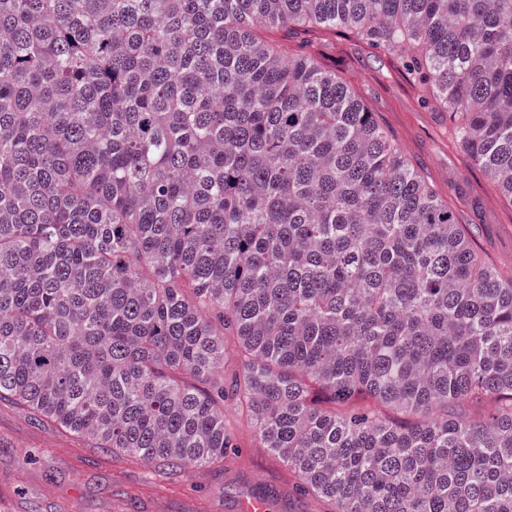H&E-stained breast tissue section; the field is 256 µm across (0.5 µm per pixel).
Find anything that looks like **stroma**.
<instances>
[{
  "label": "stroma",
  "mask_w": 512,
  "mask_h": 512,
  "mask_svg": "<svg viewBox=\"0 0 512 512\" xmlns=\"http://www.w3.org/2000/svg\"><path fill=\"white\" fill-rule=\"evenodd\" d=\"M262 39L309 51L352 85L404 158L447 195L459 223L471 225L482 254L512 269V204L453 147L443 119L390 61L354 38L319 29L264 30ZM239 454L230 469L140 463L38 421L0 400V512H236L258 488H287L292 477L261 448L252 427L225 408Z\"/></svg>",
  "instance_id": "35a3bbf8"
}]
</instances>
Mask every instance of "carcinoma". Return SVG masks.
I'll return each instance as SVG.
<instances>
[{"instance_id": "cac0c4a2", "label": "carcinoma", "mask_w": 512, "mask_h": 512, "mask_svg": "<svg viewBox=\"0 0 512 512\" xmlns=\"http://www.w3.org/2000/svg\"><path fill=\"white\" fill-rule=\"evenodd\" d=\"M301 28L387 56L512 202V0H0V399L172 469L230 466L229 405L288 512H512V270L257 37Z\"/></svg>"}]
</instances>
